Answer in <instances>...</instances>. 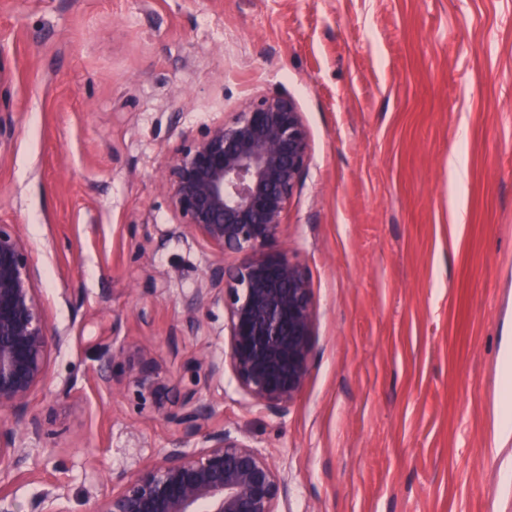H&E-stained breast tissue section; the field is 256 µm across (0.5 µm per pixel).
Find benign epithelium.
I'll return each instance as SVG.
<instances>
[{
	"instance_id": "benign-epithelium-1",
	"label": "benign epithelium",
	"mask_w": 512,
	"mask_h": 512,
	"mask_svg": "<svg viewBox=\"0 0 512 512\" xmlns=\"http://www.w3.org/2000/svg\"><path fill=\"white\" fill-rule=\"evenodd\" d=\"M309 160L308 133L294 101L260 95L229 120L204 129L178 150L162 187L179 224L216 253L240 255L231 270L210 264L198 302L224 307L225 359L202 353L193 387L174 401L147 343L112 350L138 396L174 432L170 446L92 512H280L284 478L250 440L211 425L200 386L229 370L251 404L284 416L300 394L314 350L316 313L305 270L272 251ZM27 244L0 225V471L24 451L1 425L23 412L42 381L51 350L67 337L50 327ZM66 497L43 491L36 512H69Z\"/></svg>"
}]
</instances>
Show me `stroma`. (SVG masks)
<instances>
[{
    "label": "stroma",
    "instance_id": "1",
    "mask_svg": "<svg viewBox=\"0 0 512 512\" xmlns=\"http://www.w3.org/2000/svg\"><path fill=\"white\" fill-rule=\"evenodd\" d=\"M275 92L309 134L275 246L309 276L314 352L287 416L228 375L201 390L215 423L285 474L282 512H512V0H0V224L68 338L9 420L15 512L51 482L91 512L167 447L121 370L98 383L113 346L152 343L177 393L223 358V306L195 303L215 254L161 177Z\"/></svg>",
    "mask_w": 512,
    "mask_h": 512
}]
</instances>
